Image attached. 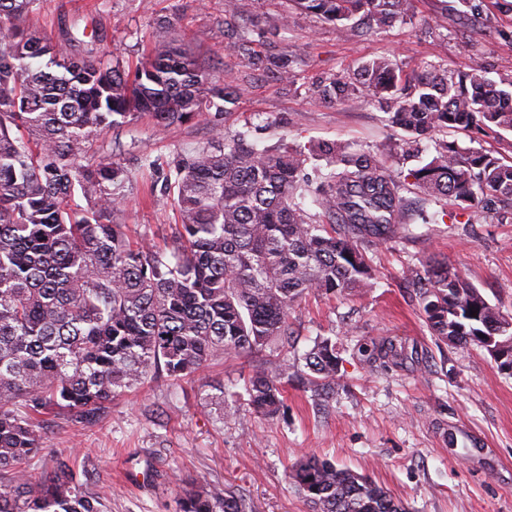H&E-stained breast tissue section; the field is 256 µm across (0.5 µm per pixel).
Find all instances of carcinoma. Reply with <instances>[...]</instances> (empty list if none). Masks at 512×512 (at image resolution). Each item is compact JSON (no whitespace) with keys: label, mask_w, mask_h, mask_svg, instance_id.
<instances>
[{"label":"carcinoma","mask_w":512,"mask_h":512,"mask_svg":"<svg viewBox=\"0 0 512 512\" xmlns=\"http://www.w3.org/2000/svg\"><path fill=\"white\" fill-rule=\"evenodd\" d=\"M41 0H0V512H103L83 489L74 455H59L38 481L22 465L43 448L39 418L57 409L90 420L119 393L162 371L177 384L219 354L249 356L292 336L290 310L303 297L342 293L373 276L364 245L395 237L408 200L402 180L461 209L512 201V163L487 150L446 144L400 179L371 151L336 142L309 152L281 145L256 152L247 133L200 150L175 178L177 241L171 253L132 240L123 211L131 176L94 139L138 115L170 126L233 103L192 53L154 45L130 73L73 50L96 32L55 42L24 19ZM359 36L413 18L411 0H297ZM361 16L364 25L353 22ZM238 51L251 65L294 83L293 61L261 58L248 32ZM476 64L468 72L404 77L391 60L331 73L309 88L334 103L373 100L389 126L411 138L435 131L512 132V77L497 86ZM325 160L316 205L334 223L316 224L296 202L307 190L308 156ZM432 335L458 350L486 349L512 367V318L438 259L411 271ZM307 383L327 392L342 360L327 339L304 357ZM245 405L272 418L282 406L278 377L255 367ZM313 512H408L366 476L305 458L292 472ZM178 512H246L232 494L197 486Z\"/></svg>","instance_id":"carcinoma-1"}]
</instances>
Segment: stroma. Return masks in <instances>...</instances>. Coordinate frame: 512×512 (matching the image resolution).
I'll use <instances>...</instances> for the list:
<instances>
[{
    "mask_svg": "<svg viewBox=\"0 0 512 512\" xmlns=\"http://www.w3.org/2000/svg\"><path fill=\"white\" fill-rule=\"evenodd\" d=\"M42 0L28 24L55 38L93 26L94 54L123 65L145 59L161 40L179 39L217 83L238 90L233 110L162 126L142 116L100 137L131 172L130 198L118 223L150 244L173 243L176 212L163 177L213 141L242 131L257 149L345 142L381 154L392 174L425 165L447 142L512 160V134L434 132L407 139L376 102L325 104L308 89L329 73L392 59L407 76L436 66L467 71L482 61L491 80L512 75V6L483 0L482 15L441 18L438 0H414L412 23L359 37L297 9L293 0ZM249 26L263 55L297 59L294 85L247 65L232 47ZM158 161L163 176L144 169ZM408 228L368 244L375 276L336 296L311 295L290 312L293 336L284 353L303 356L327 338L342 359V378L326 395L293 382L266 355L214 358L193 377L165 376L115 396L89 421L48 413L44 448L27 466L37 481L55 455L79 450L90 495L106 512H176L177 496L205 485L245 499L248 512H311L295 486L293 465L318 457L368 475L409 512H512V375L481 348L457 350L435 340L419 312L408 272L432 256L449 264L512 316V206L442 209L414 186ZM393 342L402 355L384 365L371 351ZM256 366L280 374L283 405L270 420L246 411L243 377ZM223 395V404L212 403ZM480 437L481 445L470 442Z\"/></svg>",
    "mask_w": 512,
    "mask_h": 512,
    "instance_id": "1",
    "label": "stroma"
}]
</instances>
